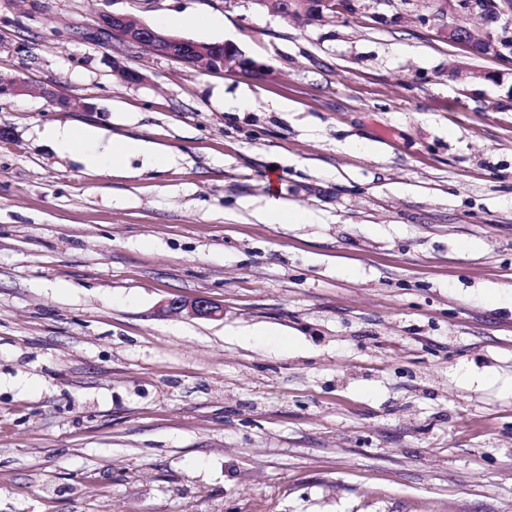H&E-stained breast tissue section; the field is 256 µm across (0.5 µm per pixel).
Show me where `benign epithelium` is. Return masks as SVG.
<instances>
[{"mask_svg": "<svg viewBox=\"0 0 512 512\" xmlns=\"http://www.w3.org/2000/svg\"><path fill=\"white\" fill-rule=\"evenodd\" d=\"M262 9L283 17L301 11L307 19L320 24L336 22L341 15L357 10L360 0H343L329 6L326 0H251ZM474 17L486 21L481 43L487 47V56L500 65L512 68V0H439L435 7L418 16L421 28L433 30L441 38L470 52L471 43L464 40L468 22ZM94 27L106 40L118 42L128 48L167 57L184 63H193L197 54H204L211 71L242 70L249 61L232 42L201 43L178 35L165 33L145 23L131 24L125 15L102 11L95 18ZM120 79L128 85L144 81L139 71L113 61ZM27 92L26 82L16 76L0 74V98L17 97ZM184 311L200 319L224 317V306L208 297H175L165 302L162 312Z\"/></svg>", "mask_w": 512, "mask_h": 512, "instance_id": "obj_1", "label": "benign epithelium"}]
</instances>
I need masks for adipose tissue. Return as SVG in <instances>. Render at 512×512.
<instances>
[{"label": "adipose tissue", "instance_id": "1", "mask_svg": "<svg viewBox=\"0 0 512 512\" xmlns=\"http://www.w3.org/2000/svg\"><path fill=\"white\" fill-rule=\"evenodd\" d=\"M49 136L64 150L81 147L82 160L89 165H102L128 157L141 156L155 167H165L172 163V155L159 151L140 139L112 138L105 140L88 128L75 129L69 126H54Z\"/></svg>", "mask_w": 512, "mask_h": 512}]
</instances>
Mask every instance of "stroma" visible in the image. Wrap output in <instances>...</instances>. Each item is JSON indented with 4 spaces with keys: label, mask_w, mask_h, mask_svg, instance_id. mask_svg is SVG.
<instances>
[{
    "label": "stroma",
    "mask_w": 512,
    "mask_h": 512,
    "mask_svg": "<svg viewBox=\"0 0 512 512\" xmlns=\"http://www.w3.org/2000/svg\"><path fill=\"white\" fill-rule=\"evenodd\" d=\"M428 3L0 0V512H512V70ZM104 10L250 65L98 42ZM57 125L176 161L89 166ZM273 195L309 221L241 206ZM194 295L223 318L159 315ZM361 1L344 0L340 5L330 7L328 1L324 0H251L259 8H266L286 18L296 11H302L308 20L320 24L336 23L340 15L355 12ZM275 3L278 4L276 7ZM253 214L263 224H303L307 219L304 210L281 198L267 199L265 206Z\"/></svg>",
    "instance_id": "35a3bbf8"
}]
</instances>
